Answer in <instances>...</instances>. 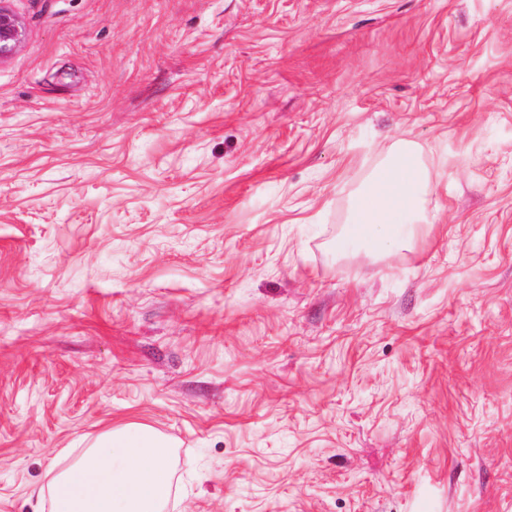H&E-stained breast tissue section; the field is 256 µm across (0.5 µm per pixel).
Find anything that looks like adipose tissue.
<instances>
[{
    "label": "adipose tissue",
    "mask_w": 512,
    "mask_h": 512,
    "mask_svg": "<svg viewBox=\"0 0 512 512\" xmlns=\"http://www.w3.org/2000/svg\"><path fill=\"white\" fill-rule=\"evenodd\" d=\"M434 180L417 145L398 140L352 202V219L336 248L368 239L383 248L402 240L410 225L428 223L423 191ZM167 441L131 423L100 436L95 448L50 481L54 512H161L171 494L163 459Z\"/></svg>",
    "instance_id": "1"
}]
</instances>
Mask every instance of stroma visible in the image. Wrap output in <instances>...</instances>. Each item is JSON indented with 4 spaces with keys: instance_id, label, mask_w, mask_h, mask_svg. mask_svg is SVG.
Instances as JSON below:
<instances>
[{
    "instance_id": "35a3bbf8",
    "label": "stroma",
    "mask_w": 512,
    "mask_h": 512,
    "mask_svg": "<svg viewBox=\"0 0 512 512\" xmlns=\"http://www.w3.org/2000/svg\"><path fill=\"white\" fill-rule=\"evenodd\" d=\"M0 512L109 428L164 512H512V0H10ZM433 224L337 253L398 139ZM5 2L0 1V62L10 57L27 37L23 22Z\"/></svg>"
}]
</instances>
